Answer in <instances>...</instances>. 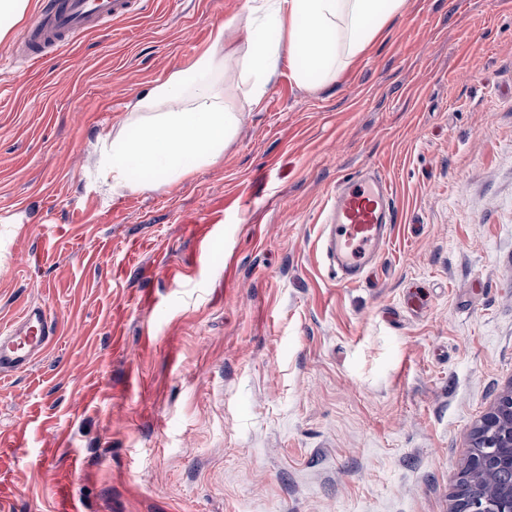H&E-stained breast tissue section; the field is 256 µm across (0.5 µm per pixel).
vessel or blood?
Returning <instances> with one entry per match:
<instances>
[{
  "label": "vessel or blood",
  "mask_w": 512,
  "mask_h": 512,
  "mask_svg": "<svg viewBox=\"0 0 512 512\" xmlns=\"http://www.w3.org/2000/svg\"><path fill=\"white\" fill-rule=\"evenodd\" d=\"M137 0H43L35 19L26 27L23 48L27 62L99 31L113 20L133 13ZM394 187L375 170L341 182L324 221L331 230L325 253L336 278L358 285L368 277L390 239L396 221ZM55 326L45 306L26 307L14 324L0 332V375L28 369L53 343Z\"/></svg>",
  "instance_id": "1"
}]
</instances>
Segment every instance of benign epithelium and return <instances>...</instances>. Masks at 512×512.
Returning a JSON list of instances; mask_svg holds the SVG:
<instances>
[{
  "mask_svg": "<svg viewBox=\"0 0 512 512\" xmlns=\"http://www.w3.org/2000/svg\"><path fill=\"white\" fill-rule=\"evenodd\" d=\"M503 468L512 469V387L475 427L449 512H512V485L491 480Z\"/></svg>",
  "mask_w": 512,
  "mask_h": 512,
  "instance_id": "benign-epithelium-1",
  "label": "benign epithelium"
}]
</instances>
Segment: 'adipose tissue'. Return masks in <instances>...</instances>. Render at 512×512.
<instances>
[{
  "label": "adipose tissue",
  "mask_w": 512,
  "mask_h": 512,
  "mask_svg": "<svg viewBox=\"0 0 512 512\" xmlns=\"http://www.w3.org/2000/svg\"><path fill=\"white\" fill-rule=\"evenodd\" d=\"M405 0H262L250 7L243 31L250 104H259L281 61L301 84H325L349 67L401 15ZM223 32L183 67L156 79L139 98L133 136H117L103 151V175L113 186L131 170L151 169L179 180L221 159L240 114L216 80L224 72Z\"/></svg>",
  "instance_id": "ef3b65f1"
}]
</instances>
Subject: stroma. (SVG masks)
<instances>
[{"label":"stroma","instance_id":"35a3bbf8","mask_svg":"<svg viewBox=\"0 0 512 512\" xmlns=\"http://www.w3.org/2000/svg\"><path fill=\"white\" fill-rule=\"evenodd\" d=\"M250 0H146L15 79L0 64V512H448L512 388V0H406L327 85L247 103ZM224 38L241 113L216 163L111 189L98 154ZM379 168L397 221L336 280L322 212ZM54 338L55 326L46 307H26L7 331L0 332V375L31 367Z\"/></svg>","mask_w":512,"mask_h":512}]
</instances>
